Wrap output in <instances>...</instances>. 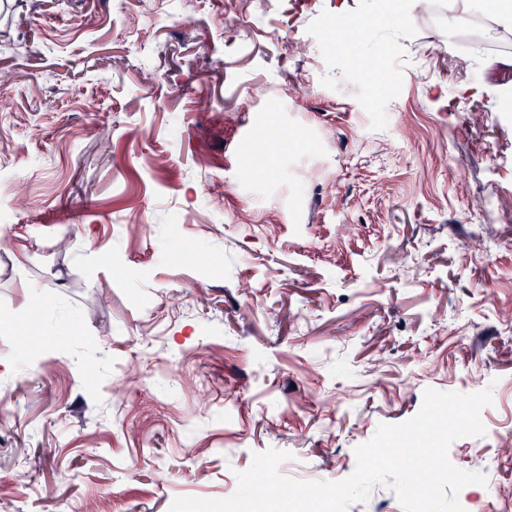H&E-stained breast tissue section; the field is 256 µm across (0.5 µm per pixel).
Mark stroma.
Segmentation results:
<instances>
[{"instance_id":"obj_1","label":"stroma","mask_w":512,"mask_h":512,"mask_svg":"<svg viewBox=\"0 0 512 512\" xmlns=\"http://www.w3.org/2000/svg\"><path fill=\"white\" fill-rule=\"evenodd\" d=\"M378 3L340 48L336 0H0V512H169L270 448L339 482L487 388L448 456L512 512V25Z\"/></svg>"}]
</instances>
